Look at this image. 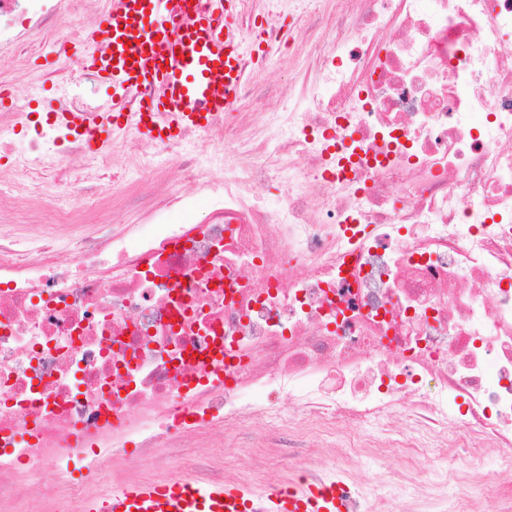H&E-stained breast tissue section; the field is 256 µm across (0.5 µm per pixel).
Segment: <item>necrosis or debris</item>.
I'll return each instance as SVG.
<instances>
[{"label": "necrosis or debris", "mask_w": 512, "mask_h": 512, "mask_svg": "<svg viewBox=\"0 0 512 512\" xmlns=\"http://www.w3.org/2000/svg\"><path fill=\"white\" fill-rule=\"evenodd\" d=\"M38 2L0 0V51ZM511 39L512 0H336L288 111L156 142L222 186L206 220L0 222V512L32 480L78 512L175 461L257 491L336 462L353 512H512ZM84 155L49 125L15 165L62 167L49 191L78 202Z\"/></svg>", "instance_id": "4bbe7bcc"}]
</instances>
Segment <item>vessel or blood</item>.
Wrapping results in <instances>:
<instances>
[{
	"label": "vessel or blood",
	"mask_w": 512,
	"mask_h": 512,
	"mask_svg": "<svg viewBox=\"0 0 512 512\" xmlns=\"http://www.w3.org/2000/svg\"><path fill=\"white\" fill-rule=\"evenodd\" d=\"M240 0H112L93 38L104 53H80L75 64L112 90L105 114H71L61 121L88 151L134 126L164 140L184 127L206 128L232 112L245 80L248 40L239 25ZM272 512H343L335 480H294L268 495ZM257 498L235 486L178 475L132 483L83 501L81 512H258Z\"/></svg>",
	"instance_id": "b4317fda"
}]
</instances>
